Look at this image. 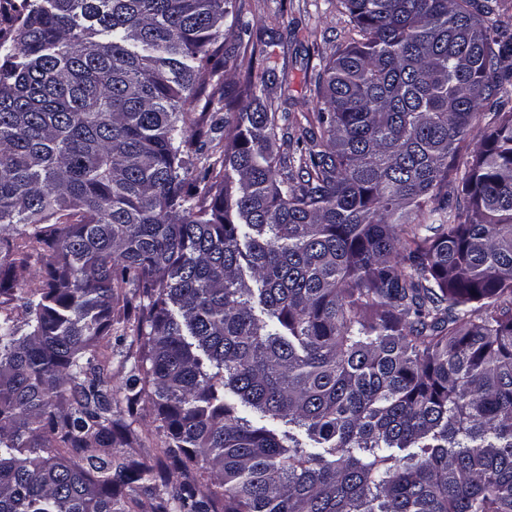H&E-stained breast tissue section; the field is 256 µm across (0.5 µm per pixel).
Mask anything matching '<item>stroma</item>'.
I'll return each instance as SVG.
<instances>
[{"label": "stroma", "mask_w": 512, "mask_h": 512, "mask_svg": "<svg viewBox=\"0 0 512 512\" xmlns=\"http://www.w3.org/2000/svg\"><path fill=\"white\" fill-rule=\"evenodd\" d=\"M261 31L276 63L277 80L268 105L287 113L290 125L303 122L317 100L313 74L353 37L336 0H236Z\"/></svg>", "instance_id": "1"}]
</instances>
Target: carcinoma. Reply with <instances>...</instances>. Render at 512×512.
<instances>
[{
    "label": "carcinoma",
    "instance_id": "1",
    "mask_svg": "<svg viewBox=\"0 0 512 512\" xmlns=\"http://www.w3.org/2000/svg\"><path fill=\"white\" fill-rule=\"evenodd\" d=\"M11 2L0 512H512L500 0H336L358 38L307 126L266 105L265 54L197 168L220 29L253 41L232 0ZM104 339L129 342L118 385ZM143 403L166 465L125 453Z\"/></svg>",
    "mask_w": 512,
    "mask_h": 512
}]
</instances>
